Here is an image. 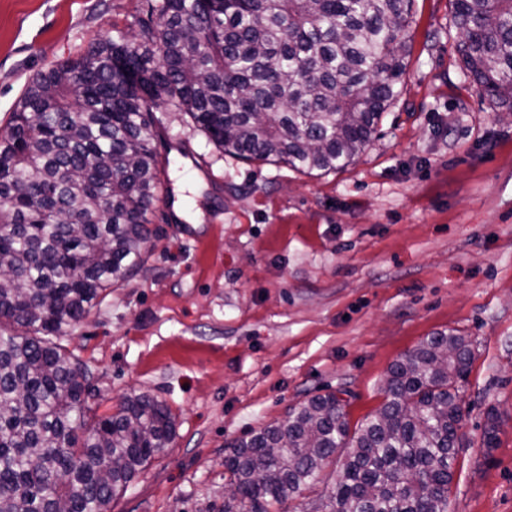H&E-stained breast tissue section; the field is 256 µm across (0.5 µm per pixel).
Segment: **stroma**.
<instances>
[{"instance_id":"obj_1","label":"stroma","mask_w":512,"mask_h":512,"mask_svg":"<svg viewBox=\"0 0 512 512\" xmlns=\"http://www.w3.org/2000/svg\"><path fill=\"white\" fill-rule=\"evenodd\" d=\"M146 10L0 0V128L34 74ZM405 37L401 94L342 170L250 163L163 115L144 263L60 339L98 413L136 391L177 420L111 512H224L234 440L327 392L358 429L390 367L449 331L474 361L448 512H512V112L462 75L449 0H412Z\"/></svg>"}]
</instances>
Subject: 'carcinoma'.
Here are the masks:
<instances>
[{
    "mask_svg": "<svg viewBox=\"0 0 512 512\" xmlns=\"http://www.w3.org/2000/svg\"><path fill=\"white\" fill-rule=\"evenodd\" d=\"M412 0H151L128 30L39 71L0 131V512H111L173 440L131 393L92 412L93 373L53 341L144 262L165 166L158 112L218 150L296 170L353 164L399 95ZM465 74L512 112V0H450ZM470 341L396 362L350 432L319 394L234 442L224 512H275L347 462L310 512H448Z\"/></svg>",
    "mask_w": 512,
    "mask_h": 512,
    "instance_id": "cac0c4a2",
    "label": "carcinoma"
}]
</instances>
